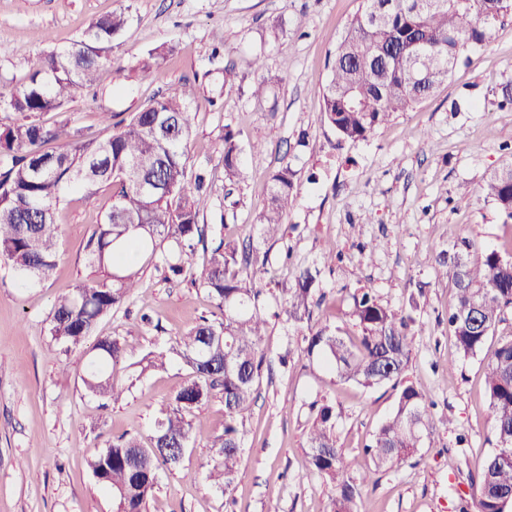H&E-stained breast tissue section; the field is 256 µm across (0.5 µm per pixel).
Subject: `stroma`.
I'll return each instance as SVG.
<instances>
[{
    "label": "stroma",
    "mask_w": 512,
    "mask_h": 512,
    "mask_svg": "<svg viewBox=\"0 0 512 512\" xmlns=\"http://www.w3.org/2000/svg\"><path fill=\"white\" fill-rule=\"evenodd\" d=\"M360 0H0V92L25 83L30 55L63 49L93 19L118 8L130 22L114 39L96 82L56 112L39 114L106 139L109 112L128 116L151 98L195 85L196 114L188 164L212 179L206 228L195 266L227 240L257 257L259 307L268 319L262 349L269 365L242 434L241 468L232 497L212 487L207 441L224 431V401L213 398L192 416L195 440L182 463L161 469L147 512H330L334 491L309 470L307 432L319 398L336 408V434L351 477L372 462L363 453L393 412L391 386L344 383L304 353V332L284 310L298 270L318 273L309 327L354 337L353 296L373 289L380 304L411 310L413 349L403 377L434 402V428L407 463L381 469L361 486L363 512H459L471 503L470 478L495 447L485 372L494 350L512 339V308L477 355L461 356L448 326L455 289L436 257L458 239L476 252L512 250V218L474 189L512 162V17L480 47L466 50L435 94L378 127L367 139L339 142L323 120L318 94L331 74V55ZM171 49L144 71L151 49ZM261 58L262 69L251 62ZM234 67L233 90L224 69ZM270 86L255 102L254 86ZM460 111H452V103ZM232 130L244 178L224 181V132ZM295 172L296 205L277 239L263 240L259 215L273 171ZM93 197L67 190L56 222L60 258L51 275L22 285L0 259V512H113L112 495L90 462L119 436L148 442L160 407L191 377L177 339L216 309L190 276L166 278L161 266L139 273V286L97 326L119 337L125 359L112 371L119 401L91 395L82 377L84 349L52 341L56 299L90 280L85 245L111 209V186ZM333 264H325L327 251ZM164 352L166 364L145 369Z\"/></svg>",
    "instance_id": "stroma-1"
}]
</instances>
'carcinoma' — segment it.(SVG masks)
<instances>
[{"mask_svg":"<svg viewBox=\"0 0 512 512\" xmlns=\"http://www.w3.org/2000/svg\"><path fill=\"white\" fill-rule=\"evenodd\" d=\"M378 0H363L347 22L332 56L331 77L321 90L324 121L340 141L366 138L398 112L430 97L453 71L458 54L483 44L497 24L512 16V0H392L381 22L369 21ZM128 23L123 9L94 19L71 46L29 59L28 81L17 91L0 93V111L22 119L0 133V257L20 274L22 283L50 275L59 258L60 227L55 211L62 191L72 185H112L114 203L87 243L98 277L60 297L53 308L49 334L67 348H80L99 320L118 308L137 288L139 265L152 262L162 242L174 276L184 272L203 238L198 224L208 205L207 176L187 166V142L195 114L187 99L193 89L152 98L129 119L113 125L105 140L76 130H51L32 120L72 100L78 88L95 81L102 53ZM171 49L156 47L139 65L160 64ZM61 150L43 144L61 136ZM243 176L239 148L224 129V179ZM294 171L286 164L271 176L268 203L260 215L263 233L276 236L293 209ZM157 192L150 193L145 185ZM479 193L512 211V163L494 171ZM473 244L458 240L438 257L455 288L448 311L458 352H481L512 306V258L492 250L472 258ZM249 258L224 241L211 249L207 265L194 283L207 292L220 321L201 319L182 334L179 346L193 376L160 410L150 446L120 437L90 463L98 483L112 493L116 512H146L158 484V470L177 467L193 437L190 416L219 392L224 400V433L210 441L214 449L208 478L224 496H232L240 466L241 427L262 377L261 342L267 320L258 307L255 275L243 270ZM315 277L301 269L290 293L288 315L296 322L309 313ZM352 316L360 330L347 340L329 327L309 331L306 352L320 356L344 382L365 388L390 384L398 390L396 407L364 448L376 471L405 462L424 433L433 429L426 392L404 381L412 354L414 319L378 303L372 290L355 299ZM83 383L96 396L116 402L123 390L112 383V369L125 357L117 336L100 337L88 351ZM486 392L496 447L471 478L474 512H505L512 496V340L500 344L487 365ZM311 472L334 489L331 512H359L358 485L345 477L348 461L336 436V414L325 401L310 427Z\"/></svg>","mask_w":512,"mask_h":512,"instance_id":"cac0c4a2","label":"carcinoma"}]
</instances>
